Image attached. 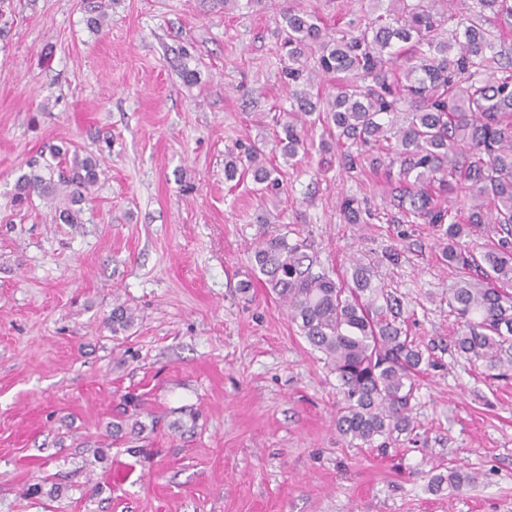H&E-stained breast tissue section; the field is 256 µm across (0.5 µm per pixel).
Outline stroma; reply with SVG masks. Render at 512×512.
Listing matches in <instances>:
<instances>
[{
    "label": "stroma",
    "instance_id": "1",
    "mask_svg": "<svg viewBox=\"0 0 512 512\" xmlns=\"http://www.w3.org/2000/svg\"><path fill=\"white\" fill-rule=\"evenodd\" d=\"M294 2L331 32L367 6L0 0V512H512V369L495 378L457 352L434 227L345 223L344 197L381 209L387 182L332 154L280 162L274 200L224 177L288 106L279 28ZM54 148L102 170L81 223L39 196L12 203ZM280 226L337 279L398 249L374 281L439 362L416 379L413 433L382 448L338 433L335 373L254 276L251 244ZM119 305L135 318L116 334ZM456 467L475 488L428 489ZM34 483L44 496H26Z\"/></svg>",
    "mask_w": 512,
    "mask_h": 512
}]
</instances>
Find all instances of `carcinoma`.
I'll return each instance as SVG.
<instances>
[{
    "instance_id": "obj_1",
    "label": "carcinoma",
    "mask_w": 512,
    "mask_h": 512,
    "mask_svg": "<svg viewBox=\"0 0 512 512\" xmlns=\"http://www.w3.org/2000/svg\"><path fill=\"white\" fill-rule=\"evenodd\" d=\"M282 48L288 65V113L275 117L276 144L286 162L308 151L305 132L321 125L351 175L382 166L396 172L387 210H372L350 196L348 224L385 219L433 224L443 241L442 259L458 272L448 288L449 313L464 332L456 350L490 371L505 367L512 351V54L501 40L512 27V0H370L363 25L332 34L314 12H281ZM312 71L337 78L325 100L302 88ZM246 163L224 167L233 180L249 175L262 194L276 197L282 180L264 147L253 143ZM15 184L13 203L34 195L58 201V217L79 224L85 192L99 179L97 161L59 148L51 159L30 163ZM461 197L466 215L440 200ZM483 233L475 253L461 239ZM254 270L288 306L301 335L326 356L343 396L336 429L370 445L378 437L414 430L411 401L416 376L437 366L398 320V297L373 283L380 260L353 261L350 280L314 271L315 255L302 240L277 230L252 246ZM456 492L478 482L451 471L433 479Z\"/></svg>"
}]
</instances>
